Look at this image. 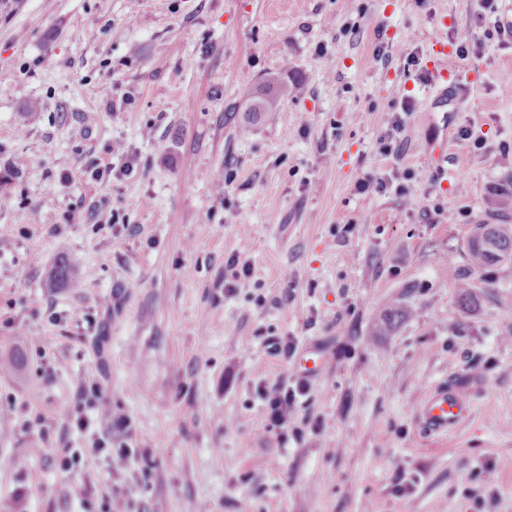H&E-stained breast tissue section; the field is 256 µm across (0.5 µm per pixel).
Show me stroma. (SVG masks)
Here are the masks:
<instances>
[{
  "label": "stroma",
  "mask_w": 512,
  "mask_h": 512,
  "mask_svg": "<svg viewBox=\"0 0 512 512\" xmlns=\"http://www.w3.org/2000/svg\"><path fill=\"white\" fill-rule=\"evenodd\" d=\"M504 3L0 0V512H83L82 484L112 512H512V261L468 258L512 224ZM441 31L469 87L426 66ZM273 73L293 94L251 111ZM90 375L138 454L65 476ZM299 379L268 428L259 388ZM442 385L473 407L437 436ZM472 401L457 389L438 387L419 407L417 419L431 434L447 435L471 411Z\"/></svg>",
  "instance_id": "obj_1"
}]
</instances>
